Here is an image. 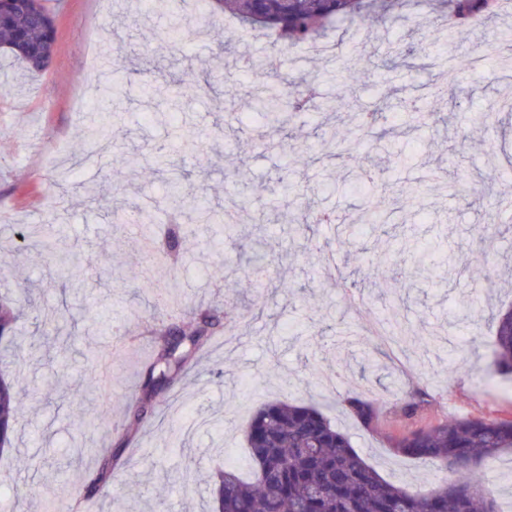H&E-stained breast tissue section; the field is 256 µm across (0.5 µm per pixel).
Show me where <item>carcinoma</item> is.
Returning a JSON list of instances; mask_svg holds the SVG:
<instances>
[{
	"label": "carcinoma",
	"instance_id": "obj_1",
	"mask_svg": "<svg viewBox=\"0 0 512 512\" xmlns=\"http://www.w3.org/2000/svg\"><path fill=\"white\" fill-rule=\"evenodd\" d=\"M211 11L245 29L259 28L277 47L316 42L332 30L336 21L358 22L370 6V0H205ZM450 4L461 20L479 19L498 7L497 0H439ZM170 52H179L186 42V28H170L163 35ZM57 45V28L43 0H0V50L25 64L31 72H41L50 65ZM272 63L257 64L246 60L243 70L255 90L243 101L246 109L258 114L266 131L284 132L289 118L324 108L316 93L306 84L288 94L263 78ZM214 89L208 77L185 76L156 86V91L178 103L188 97ZM375 182L374 171L358 166L353 174V188L360 191ZM168 210L173 215L189 212L194 221L208 228L213 245L238 236L239 224L223 219L212 210L206 197L189 193L184 177L169 183ZM138 224L146 261L128 270L133 279L153 285L151 275L156 265L177 260L180 251V227L173 222L164 231V242H154L156 226L142 207ZM37 246L52 259L55 273L78 278L85 266L79 258L61 248L50 233L42 235ZM262 241L250 244L248 276L259 288L266 286L265 270L259 264ZM448 260L437 261L425 249L419 250L414 266L417 274L433 275L446 267ZM31 305L29 296L15 303L0 300V344L18 346L14 336L17 308ZM492 360L485 373L491 378L512 377V309L495 319ZM217 320L210 311L192 308L181 324L161 331V344L146 369L130 411L132 422L118 439L116 448L103 458L90 487L97 489L112 481L122 465L123 451L137 440L139 426L153 396L174 386L191 370L196 354L205 349L216 332ZM22 389L19 382L0 372V451L10 447L9 432L14 430L21 411ZM351 417L369 428L376 418L374 403L363 397L347 399ZM250 453L253 479H243L233 467L218 466L212 481V512H498L494 500L483 492L477 476L479 466L505 454L512 455V419L483 415L417 428L392 439V448L422 463L437 466L447 478L421 492L396 484L383 477L353 447L349 436L338 430L312 405H298L286 399L270 401L257 407L244 430Z\"/></svg>",
	"mask_w": 512,
	"mask_h": 512
}]
</instances>
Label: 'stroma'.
I'll return each instance as SVG.
<instances>
[{
	"mask_svg": "<svg viewBox=\"0 0 512 512\" xmlns=\"http://www.w3.org/2000/svg\"><path fill=\"white\" fill-rule=\"evenodd\" d=\"M54 16L58 47L51 66L25 72L0 56V210L15 212L18 224L0 223V297L17 298L30 286L32 310L16 324L18 348L0 353V371L24 378L23 410L10 449L0 453V483L8 500L0 512H208L210 489L183 487L186 467L206 470L216 462L247 469L244 428L253 409L284 397L318 406L347 432L355 449L388 480L427 490L442 472L397 454L391 436L470 415L512 413V383L489 382L483 372L491 355L490 315L512 304V232L499 201L512 197V110L464 131L467 114L512 98V77L502 68L470 60L474 45L512 43V11L476 24L458 23L448 51L435 48L437 16L430 0H402L399 20L380 11L361 24L340 23L326 52L270 46L256 33H240L222 15L193 13L192 34L181 52L161 49L158 35L168 13H147L142 0H45ZM232 47L222 51L223 40ZM135 48L134 60H115L111 71L94 72L91 50ZM384 66L383 75L353 67V53ZM273 59L275 80L286 91L306 80L324 101L352 90L367 109L391 106L397 119L386 139L370 134L338 155L334 131L352 126L348 112H307L288 127L299 143L293 160L259 141L257 117L241 108L247 91L239 56ZM217 76L216 93L182 104L175 119L166 97H148L147 86L170 73ZM121 78L117 98H78ZM466 95H459V88ZM419 109L434 114L418 125ZM155 120H145V113ZM107 125L111 144L85 159L87 136ZM402 155L406 164H395ZM368 161L377 174L382 221L362 223L364 196L348 173ZM189 174L188 184L218 211L239 207L243 232L225 242L230 271L216 288L208 261V236L192 220L182 226L186 255L177 271L158 267L155 283L173 285L171 309L189 304L223 317L234 302L242 318L238 337L216 334L183 384L161 393L143 426V437L126 448L129 466L95 492L86 487L104 455L112 452L122 415L147 366L155 338L135 319L151 295L141 281H114L111 267L128 269L140 257L133 232L114 223L117 192L151 205L156 224L166 226L168 172ZM97 198L85 204L60 199L55 181L69 170ZM292 184L295 214L332 211L336 224L310 234L281 220L270 202L282 177ZM421 192L420 210L405 207L400 193ZM46 225L62 237L87 268L82 282H49V261L14 248L19 225ZM273 258L271 281L286 280L291 293L268 297L255 316L259 293L249 286L241 260L253 239ZM434 245L450 258L449 270L415 277L413 253ZM390 254L386 266L381 255ZM74 313L99 308L126 348L112 389V412L100 415L88 352L106 349L108 338L87 326L78 344L46 336L57 308ZM400 313L410 330L429 337L425 346H396L374 335L377 320ZM418 391L423 403L405 419L401 401ZM364 396L378 406L366 429L345 410ZM223 419L216 427L214 419ZM56 492L44 496V484Z\"/></svg>",
	"mask_w": 512,
	"mask_h": 512,
	"instance_id": "obj_1",
	"label": "stroma"
}]
</instances>
